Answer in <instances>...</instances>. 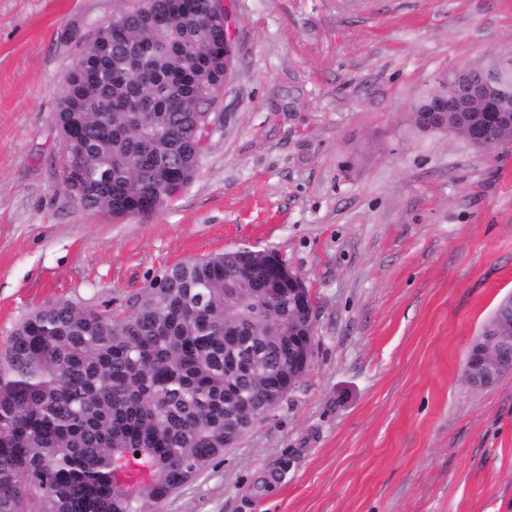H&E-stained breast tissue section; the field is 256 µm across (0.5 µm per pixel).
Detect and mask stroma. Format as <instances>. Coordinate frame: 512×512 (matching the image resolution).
<instances>
[{"label": "stroma", "instance_id": "stroma-1", "mask_svg": "<svg viewBox=\"0 0 512 512\" xmlns=\"http://www.w3.org/2000/svg\"><path fill=\"white\" fill-rule=\"evenodd\" d=\"M132 3L0 0V345L43 304L120 312L176 263L265 250L311 290L312 366L152 512H512V374L464 377L512 295V140L413 122L439 75L512 55V0H232L196 179L119 219L63 188L55 115Z\"/></svg>", "mask_w": 512, "mask_h": 512}]
</instances>
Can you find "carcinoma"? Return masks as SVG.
<instances>
[{
  "instance_id": "obj_1",
  "label": "carcinoma",
  "mask_w": 512,
  "mask_h": 512,
  "mask_svg": "<svg viewBox=\"0 0 512 512\" xmlns=\"http://www.w3.org/2000/svg\"><path fill=\"white\" fill-rule=\"evenodd\" d=\"M208 0H137L83 49L66 77L56 124L68 159L96 186L63 183L87 209L114 217L161 208L189 185L203 154L197 126L224 86V34ZM420 100L416 126L448 117ZM484 113L455 115L467 136ZM122 317L57 300L26 314L0 349V512H150L224 455V416H248L292 369L288 337L314 328L291 291L270 296L266 258L231 251L167 269ZM512 334V307L497 324ZM258 354L273 375L250 369ZM147 457L153 482L112 479L123 454Z\"/></svg>"
}]
</instances>
